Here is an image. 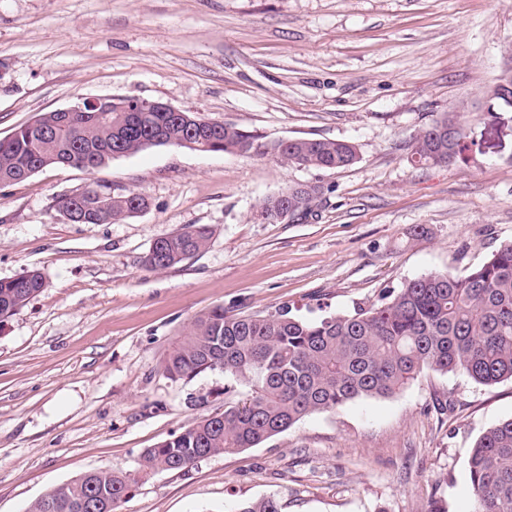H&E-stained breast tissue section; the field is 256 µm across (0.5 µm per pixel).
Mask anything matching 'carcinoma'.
Listing matches in <instances>:
<instances>
[{
	"label": "carcinoma",
	"mask_w": 512,
	"mask_h": 512,
	"mask_svg": "<svg viewBox=\"0 0 512 512\" xmlns=\"http://www.w3.org/2000/svg\"><path fill=\"white\" fill-rule=\"evenodd\" d=\"M448 116L418 132L412 157L429 163L448 155ZM171 141L192 144L202 153L270 155L287 166L326 170L356 162L345 141L299 138L265 144L233 124L209 125L194 112H44L32 124L0 141V184L25 180L54 165L93 171L125 156ZM321 194L307 197L293 186L262 201L267 220L279 219L283 206L305 213ZM147 197L136 190L99 198L88 189L55 201L59 213L71 212L78 224H112L131 216ZM211 231L188 227L157 239L146 268L165 271L205 249ZM46 285L38 269L0 281V324L23 308ZM163 372L172 380L207 370L248 388L245 400L224 406L141 457L140 472L183 471L200 460L253 448L284 432L303 417L334 410L350 401L392 397L426 370L462 373L490 386L512 379V242L502 244L482 264L459 275L434 272L409 280L394 298L352 314L315 321L283 308L272 315H229L216 306L194 320L166 354ZM473 512H512V418L488 428L469 457ZM136 479L119 469L83 473L30 504L27 512H78L74 505L94 499L96 512H115ZM232 512H281L266 497L241 502Z\"/></svg>",
	"instance_id": "obj_1"
}]
</instances>
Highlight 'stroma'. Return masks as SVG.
I'll use <instances>...</instances> for the list:
<instances>
[{
  "label": "stroma",
  "mask_w": 512,
  "mask_h": 512,
  "mask_svg": "<svg viewBox=\"0 0 512 512\" xmlns=\"http://www.w3.org/2000/svg\"><path fill=\"white\" fill-rule=\"evenodd\" d=\"M512 0H0V139L37 114L101 97L158 100L274 143L347 141L343 170L154 146L89 173L50 166L0 185V279L47 285L0 326V512H26L80 473L138 481L117 512H472L467 459L512 417V380L421 373L390 398L310 414L254 448L184 471L140 456L248 390L222 371L179 381L165 352L215 306L317 320L388 302L422 275L461 274L512 241V107L492 95ZM453 112L467 160L418 165L412 138ZM143 192L114 224H76L58 196ZM322 193L306 219L267 221L289 185ZM208 226L162 272L159 237ZM426 236L412 238L415 226Z\"/></svg>",
  "instance_id": "1"
}]
</instances>
